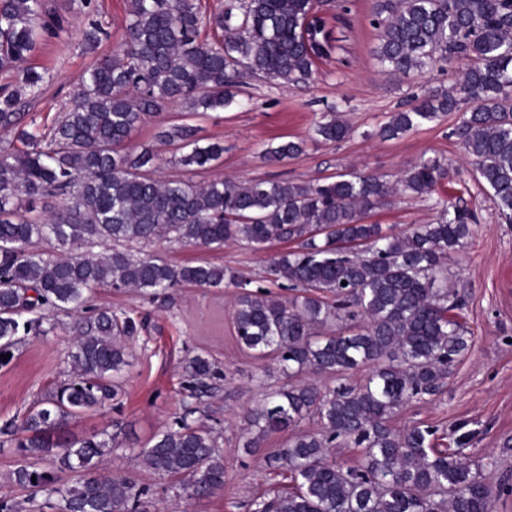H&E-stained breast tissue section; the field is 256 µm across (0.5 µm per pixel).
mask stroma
Returning a JSON list of instances; mask_svg holds the SVG:
<instances>
[{"mask_svg":"<svg viewBox=\"0 0 512 512\" xmlns=\"http://www.w3.org/2000/svg\"><path fill=\"white\" fill-rule=\"evenodd\" d=\"M50 30L31 58L51 74L25 110L39 132L54 125L79 89L81 76L97 54H109L122 40L128 17L127 0H43ZM376 0H319L318 10L336 38L331 57L318 62L312 78L283 84L241 71L233 87L237 105L203 111L188 103L167 106L149 117L132 138L133 145H150L160 157L157 170L166 180L205 183L230 178L317 183L344 171L375 172L396 182L420 158L437 157L450 174L437 193L450 203L472 210L478 222L466 248L448 259V286L463 301L461 320L471 348L452 368L441 394L428 402L405 406L393 421L395 429L424 423L436 427L439 448L462 449L473 461L494 459L483 469L486 482L499 487L493 512H512V220L499 214L488 192L473 179L472 166L452 130L456 115L427 123L400 138L384 141L377 132L392 113L417 103L432 89H447L454 68L439 63L432 71L396 77L375 57L378 31L371 20ZM98 12L110 32L97 49H89L82 31L88 10ZM337 112L352 128L338 143L312 141L322 113ZM188 124L202 143L223 144L222 157L206 169H187L178 162L177 146L159 141V131ZM302 139L299 157L271 165L261 158L271 143ZM432 200L397 194L367 212L366 223L403 233L416 224L433 222ZM285 248L274 242L262 247L229 242L220 249H201L172 238L127 244L139 256L159 255L173 264L208 262L235 270L253 285L267 282L270 260ZM237 288L184 285L159 298L131 289L98 288L92 307L145 319L138 335L125 338L131 365L121 381L117 401L83 414L69 424L71 434L102 431L119 445L105 457L102 472L122 474L148 487V512H253L255 498L285 486L267 452L284 447L292 435L316 432L320 424L308 416L289 430L267 435L260 447L245 451L246 413L263 403L266 394L286 387L291 379L269 358L257 359L242 350L234 335L233 311ZM84 313L46 314L43 333H19L13 357L0 366V425L18 421L44 393L71 375L70 353ZM207 356L217 378L208 396L198 400L196 419L214 428L224 458V488L196 502L186 497L178 479L145 467L137 453L153 435L174 427L189 404L182 388L184 368L195 355ZM19 458L0 450V496L18 512H56L55 497L16 487L9 479Z\"/></svg>","mask_w":512,"mask_h":512,"instance_id":"obj_1","label":"stroma"}]
</instances>
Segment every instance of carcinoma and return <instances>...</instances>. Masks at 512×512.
Here are the masks:
<instances>
[{
  "label": "carcinoma",
  "instance_id": "1",
  "mask_svg": "<svg viewBox=\"0 0 512 512\" xmlns=\"http://www.w3.org/2000/svg\"><path fill=\"white\" fill-rule=\"evenodd\" d=\"M43 10V0H0V73L14 78V89L0 94V129L11 135L0 142V365L19 330L41 328L42 318L24 321V315L83 308L98 287L158 295L228 282L240 289L236 341L253 356L273 359L290 377H341L371 367L360 385L323 392L312 383L291 384L247 414L255 430L243 444L247 450L307 415L321 425L318 434L268 449L269 462L291 486L255 500V512H492L495 493L461 450L436 447L429 426H391L407 404L438 395L469 350L458 297L448 289V256L467 246L476 217L438 198L435 222L396 234L363 222V215L398 192L432 196L448 177L441 159L417 161L394 184L350 171L316 184L219 179L199 185L156 178L153 150L126 147L147 116L170 104L188 100L206 111L232 105L229 88L241 67L285 84L311 78L335 49L315 0H229L206 19L197 0H130L120 46L86 70L47 135L30 129L23 113L24 97L50 78L45 69L22 66L36 49ZM205 22L218 32L211 41L199 39ZM374 24L377 59L392 74L429 71L442 60L461 65L448 90L393 113L379 136L394 139L459 113L454 134L473 161L475 179L512 216V0H380ZM103 35L99 20L83 30L89 47ZM350 132L337 112L323 113L315 127L323 142ZM196 134L181 125L158 137L183 150L180 165L201 169L221 158L224 146L202 147ZM304 151V141L288 140L267 148L263 158L279 163ZM20 186L32 200L61 197L64 204L47 220L28 217L16 203ZM165 236L207 249L228 241L292 242L272 259L268 275L295 295L250 290L234 270L209 263L178 266L117 249L65 257L30 249L36 240L66 248ZM333 321L342 326L322 332ZM142 327L96 309L70 354L74 376L37 400L20 423L0 427V448L22 457L12 482L58 495V512H147V490L134 479L98 473L116 438L67 431L71 418L116 397L130 365L119 338ZM186 373L183 389L196 400L218 375L202 355ZM195 413L185 406L178 428L154 435L139 457L149 469L180 478L187 496L200 501L224 488V458L213 431L189 421ZM340 442L361 449L359 466L333 459ZM56 470L80 479L59 488Z\"/></svg>",
  "mask_w": 512,
  "mask_h": 512
}]
</instances>
